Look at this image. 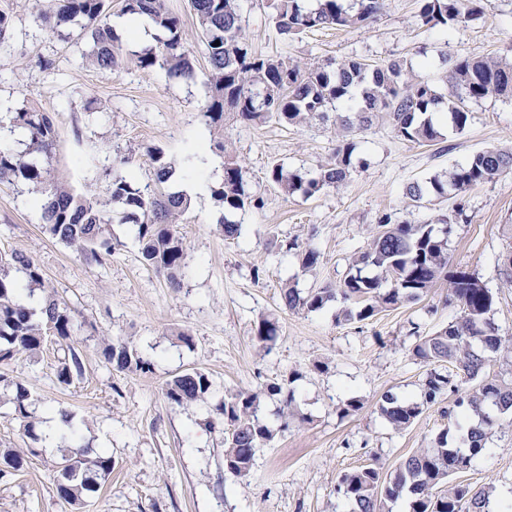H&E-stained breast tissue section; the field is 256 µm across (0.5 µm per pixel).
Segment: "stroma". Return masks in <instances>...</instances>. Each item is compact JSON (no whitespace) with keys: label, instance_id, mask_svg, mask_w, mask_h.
Listing matches in <instances>:
<instances>
[{"label":"stroma","instance_id":"stroma-1","mask_svg":"<svg viewBox=\"0 0 512 512\" xmlns=\"http://www.w3.org/2000/svg\"><path fill=\"white\" fill-rule=\"evenodd\" d=\"M243 32L265 55L324 64L359 57L374 65L411 63L419 79L441 85L451 61L512 52V0H489L479 18L448 30L431 29L419 18L418 0H384L378 19L360 29L323 28L284 37L271 21L272 0H239ZM45 0L17 7L10 38L0 48V146L17 147L12 118L22 109L53 113L57 122L55 177L78 191L104 197L108 175L121 158L140 183L153 179L149 148H161L183 182L215 185L222 158L203 164L198 140L209 139L200 113L205 104L208 63L197 56L196 76L185 81L157 68L137 67V49L154 47L152 37L124 45L123 68L103 72L85 59L88 37L77 30L53 32L38 14ZM463 132L442 120L433 143L398 137L388 125L342 133L337 119L297 125L224 124V140L246 171L261 208L237 213L240 233L224 238L211 194L193 197L178 230L186 246L180 287L143 267L137 245L124 227L115 254L90 264L51 237L33 203V184H0V253L21 252L40 265L49 288L75 308L95 331L79 344L84 372L71 384L56 380L64 352L47 343L35 356L16 355L0 367V393L21 383L39 404L74 414L85 445L107 449L111 476L89 494L82 512H345L336 494L344 472L365 466L390 472L407 456L430 447L441 432L458 436L441 406L424 412L408 428H392L381 416L384 395L419 398L426 371L412 348L419 337L454 321L458 310L440 303L438 285L428 297L380 312L365 321L344 319L341 301L316 312H293L281 302L283 282L308 290L343 285L383 217L393 223H436L453 216L448 236L450 268L478 274L496 295L493 315L500 334L512 335V282L500 274L512 252V171L460 194L423 204L406 187L449 174L474 153L512 148V100L488 98L470 104ZM356 145L360 165L342 184L314 197L288 195L266 179L272 165L316 170L344 141ZM296 250L284 251L286 242ZM320 254L303 268L299 248ZM276 318L280 335L268 347L255 340L261 319ZM187 329L192 345L173 336ZM130 342L154 363L149 373H124L105 363L104 339ZM322 369H315V362ZM193 368L207 372L214 400L237 389L258 396V415L277 433L256 450L251 472L237 477L224 469V446L209 432L202 406L177 407L163 394L172 375ZM298 373L293 382V422L279 430L282 399L266 384ZM360 410L342 414L350 398ZM54 454L29 457L21 471L0 475V512H67L54 480ZM475 487L512 494V425L497 429L487 453L460 474Z\"/></svg>","mask_w":512,"mask_h":512}]
</instances>
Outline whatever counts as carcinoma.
Instances as JSON below:
<instances>
[{
	"label": "carcinoma",
	"mask_w": 512,
	"mask_h": 512,
	"mask_svg": "<svg viewBox=\"0 0 512 512\" xmlns=\"http://www.w3.org/2000/svg\"><path fill=\"white\" fill-rule=\"evenodd\" d=\"M108 0H52L38 15L51 31L78 28L91 39L86 55L95 68L110 72L122 61V46L112 22ZM199 26L200 41L209 65V98L201 116L212 130L210 149L224 156V175L212 188V196L224 211L219 226L224 236L239 234V225L229 216L262 206L263 200L247 188L245 170L227 152L224 144V117L253 125L274 121L294 125L311 118L328 119V112L346 106L354 110L345 124L360 130L384 120L404 139L433 143L441 138L433 114L447 111L458 131L464 130L471 115L469 100L501 96L512 98V62L505 57L463 58L453 62L444 76L448 96L438 94L427 82L415 77L404 61L373 66L356 59H342L325 65L303 67L282 56H261L246 40L238 0H189ZM423 25L448 29L478 18L486 0H419ZM383 0H274L273 23L278 34L291 36L308 29L337 26L362 28L380 13ZM121 15L133 20L148 19L161 32L158 45L137 55V63L150 71L159 66L172 76L190 79L194 75V51L182 42L181 20L164 0H123ZM13 128L29 140L18 152L0 149V184L17 179L45 189L41 219L46 231L83 257L100 263L112 255L120 241L112 224L126 226L138 244L142 265L178 288L186 267V246L177 231L180 217L190 200L181 192L165 189L173 174L171 163L158 147L148 150L154 167L155 186L137 184L129 171L114 170L102 201L80 193L52 177L53 149L57 139L55 117L36 109L15 113ZM355 144L346 142L334 158L315 172L290 171L272 165L267 179L288 195L310 198L323 189L344 182L353 170ZM512 170V151L489 149L473 154L449 177L435 175L410 184L407 196L416 203L426 198L448 197V191L464 192ZM115 203L119 210L110 212ZM447 240L433 224L391 223L380 220L364 251L354 258L356 273L343 287L325 285L303 292L284 283L283 306L292 311L315 312L339 298L345 303L347 320L364 321L386 308L416 302L428 296L439 281L448 282L445 302L459 308V316L448 326L419 339L413 356L429 366L422 383L423 401L400 400L386 395L379 406L381 415L395 428L409 426L426 406L448 401L442 413L457 422L471 413L476 426L467 430L461 445L448 446V432L441 433L428 448H420L392 472L384 474L364 467L342 474L336 493L350 507L349 512H392L399 499L408 500L409 512H512V503L498 508L492 503L493 488H475L452 481L471 468L485 454L487 443L500 421L512 416V376L489 375L486 367L500 359H512V336H502L493 321L496 297L480 277L468 270H448ZM81 324L75 311L47 290L39 264L30 256L13 252L0 255V364L15 355L39 353L48 340L66 346L59 360L57 380L69 384L82 375L83 363L73 344ZM279 336L274 319L258 323L256 340L266 346ZM106 363L120 372H148L152 362L143 358L123 340L100 343ZM448 363L454 370L437 366ZM291 377L266 387L271 395H282L280 426L288 427L293 416L294 391ZM213 381L194 369L173 376L165 383L167 401L179 407L208 405ZM258 395L248 390L229 393L209 410L208 429L220 433L224 441V469L237 476L250 473L256 448L271 441L276 429L256 413ZM13 415L24 422L25 432L35 441L37 402L21 385L7 400ZM67 430L61 436L56 462V492L70 507L82 508L83 496L98 491L114 467L106 450L92 453L82 444L74 415L61 412ZM24 455L5 450L0 467L19 471Z\"/></svg>",
	"instance_id": "carcinoma-1"
}]
</instances>
